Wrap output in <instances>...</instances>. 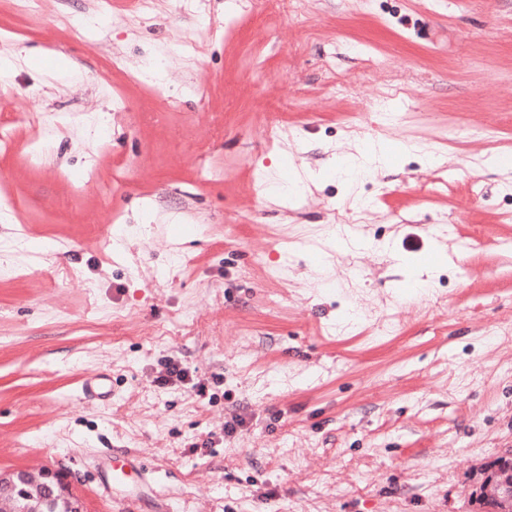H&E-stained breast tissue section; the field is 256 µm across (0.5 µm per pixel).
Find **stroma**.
<instances>
[{
  "mask_svg": "<svg viewBox=\"0 0 512 512\" xmlns=\"http://www.w3.org/2000/svg\"><path fill=\"white\" fill-rule=\"evenodd\" d=\"M2 61L0 470L87 512H481L512 448V0H0ZM371 140L390 169L348 179ZM27 471H0V497L13 495L18 488L27 491L32 486L39 491L40 500L51 503H61L68 512H85L82 502L71 492L63 477L53 471H44L39 479H33Z\"/></svg>",
  "mask_w": 512,
  "mask_h": 512,
  "instance_id": "obj_1",
  "label": "stroma"
}]
</instances>
